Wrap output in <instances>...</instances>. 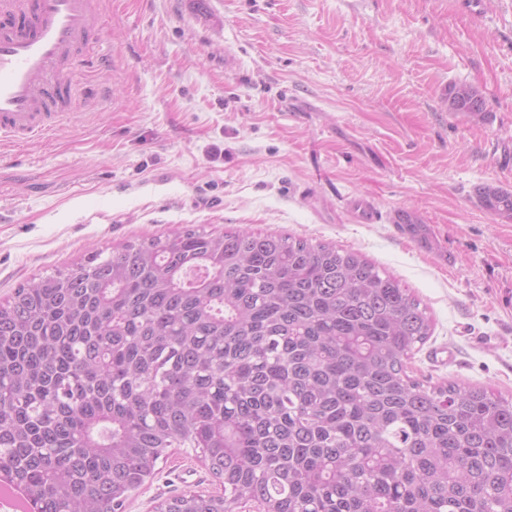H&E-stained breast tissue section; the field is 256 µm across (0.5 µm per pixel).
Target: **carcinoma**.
Masks as SVG:
<instances>
[{"instance_id":"cac0c4a2","label":"carcinoma","mask_w":512,"mask_h":512,"mask_svg":"<svg viewBox=\"0 0 512 512\" xmlns=\"http://www.w3.org/2000/svg\"><path fill=\"white\" fill-rule=\"evenodd\" d=\"M448 109L484 115L480 91ZM493 215L512 192L481 185ZM426 308L361 254L183 227L0 300V483L28 512H123L170 448L222 492L158 512H512V399L424 383Z\"/></svg>"}]
</instances>
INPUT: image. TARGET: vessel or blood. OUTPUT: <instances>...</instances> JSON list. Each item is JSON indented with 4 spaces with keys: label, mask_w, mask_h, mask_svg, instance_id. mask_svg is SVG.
<instances>
[{
    "label": "vessel or blood",
    "mask_w": 512,
    "mask_h": 512,
    "mask_svg": "<svg viewBox=\"0 0 512 512\" xmlns=\"http://www.w3.org/2000/svg\"><path fill=\"white\" fill-rule=\"evenodd\" d=\"M101 0H0V139L47 135L78 106L71 75L98 42Z\"/></svg>",
    "instance_id": "vessel-or-blood-1"
}]
</instances>
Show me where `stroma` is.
Listing matches in <instances>:
<instances>
[{
    "label": "stroma",
    "instance_id": "35a3bbf8",
    "mask_svg": "<svg viewBox=\"0 0 512 512\" xmlns=\"http://www.w3.org/2000/svg\"><path fill=\"white\" fill-rule=\"evenodd\" d=\"M102 0L68 123L0 140V299L92 252L191 225L355 251L426 306L422 381L512 397V0ZM474 85L484 119L448 109ZM379 220L357 222L356 198ZM418 218L415 241L398 214ZM220 492L170 449L124 512ZM475 193L484 207L493 215L512 219V192L493 185H481Z\"/></svg>",
    "mask_w": 512,
    "mask_h": 512
}]
</instances>
